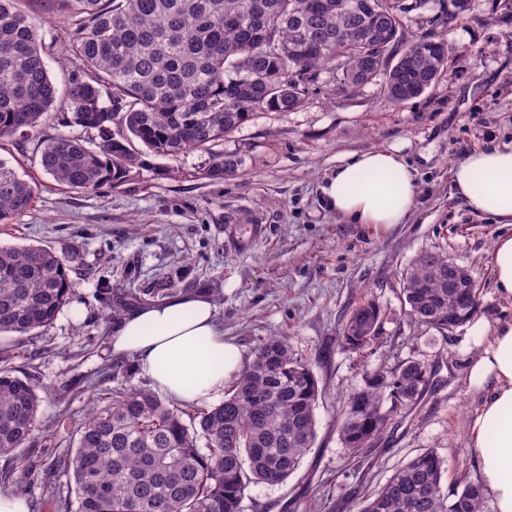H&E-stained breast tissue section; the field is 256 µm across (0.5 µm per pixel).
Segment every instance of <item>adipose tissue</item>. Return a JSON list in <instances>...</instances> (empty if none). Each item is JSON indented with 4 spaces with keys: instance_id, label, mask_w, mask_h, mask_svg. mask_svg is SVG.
Listing matches in <instances>:
<instances>
[{
    "instance_id": "obj_1",
    "label": "adipose tissue",
    "mask_w": 512,
    "mask_h": 512,
    "mask_svg": "<svg viewBox=\"0 0 512 512\" xmlns=\"http://www.w3.org/2000/svg\"><path fill=\"white\" fill-rule=\"evenodd\" d=\"M451 181L470 212L504 227L493 244L492 268L499 297L512 304V145L467 153ZM323 193L337 216L379 228L407 222L418 187L399 148H373L338 166ZM475 339L468 380L482 403L470 424L471 453L495 512H512V318L478 323ZM112 348L134 354L155 390L189 404L223 391L240 366V351L225 339L214 298L204 291L125 313L112 329Z\"/></svg>"
}]
</instances>
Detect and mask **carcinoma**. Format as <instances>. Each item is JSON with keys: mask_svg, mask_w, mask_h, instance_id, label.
I'll list each match as a JSON object with an SVG mask.
<instances>
[{"mask_svg": "<svg viewBox=\"0 0 512 512\" xmlns=\"http://www.w3.org/2000/svg\"><path fill=\"white\" fill-rule=\"evenodd\" d=\"M67 22L64 88L53 84L38 34L46 3ZM425 0H0V140L39 134L53 112L93 133L94 147L60 134L40 140V165L57 183L85 190L118 186L143 156L175 159L209 150L259 111L301 105L326 68L345 84L381 80L403 104L421 96L453 49L426 32L402 33V18ZM239 159L210 153L204 175L222 178ZM38 187L0 160V223L28 210ZM444 251L420 253L403 276L416 324L445 332L474 319L478 287H448ZM73 290L68 260L43 246H0V337L50 328ZM381 307L365 300L341 327L360 353L377 339ZM431 371L408 360L366 372L340 414L356 453L394 411L418 399ZM0 352V456L38 429L40 391ZM322 388L286 340L267 339L225 389L224 401L188 406L141 387H120L90 404L75 449L60 466L75 512H243L252 483H285L316 438ZM449 463L432 451L397 469L358 512H493L479 479L446 481Z\"/></svg>", "mask_w": 512, "mask_h": 512, "instance_id": "obj_1", "label": "carcinoma"}]
</instances>
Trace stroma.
Returning a JSON list of instances; mask_svg holds the SVG:
<instances>
[{
  "instance_id": "obj_1",
  "label": "stroma",
  "mask_w": 512,
  "mask_h": 512,
  "mask_svg": "<svg viewBox=\"0 0 512 512\" xmlns=\"http://www.w3.org/2000/svg\"><path fill=\"white\" fill-rule=\"evenodd\" d=\"M447 9L448 0H429L403 20L407 36L431 30L458 52L421 97L398 105L380 83L346 86L324 71L302 106L257 112L219 143L240 161L221 179L205 177L209 154L192 150L175 160L148 157L116 188L71 189L42 170L32 140L0 142V159L38 185L33 206L0 224V246L52 247L68 258L74 284L51 328L9 341L13 366L34 374L47 394L38 429L19 450L39 478L14 470L0 479V493L20 484L35 512H64L67 482L50 465L74 446L89 400L151 387L133 356L112 350L116 292L144 306L207 289L243 364L280 337L316 374L324 393L313 448L284 484L250 485L244 512H357L416 455L431 450L452 461L469 449L480 403L468 381L475 322L445 333L415 324L402 304V273L421 251L447 250L478 283L475 321L512 316L490 264L500 227L471 215L450 180L467 152L512 144V5L469 0L449 25ZM395 146L419 187L407 223L374 229L337 216L321 190L326 177L351 154ZM255 225L263 228L257 237ZM365 299L384 316L376 342L355 354L336 337ZM411 359L431 369L430 383L391 414L377 441L351 454L339 435L344 399L370 368Z\"/></svg>"
}]
</instances>
